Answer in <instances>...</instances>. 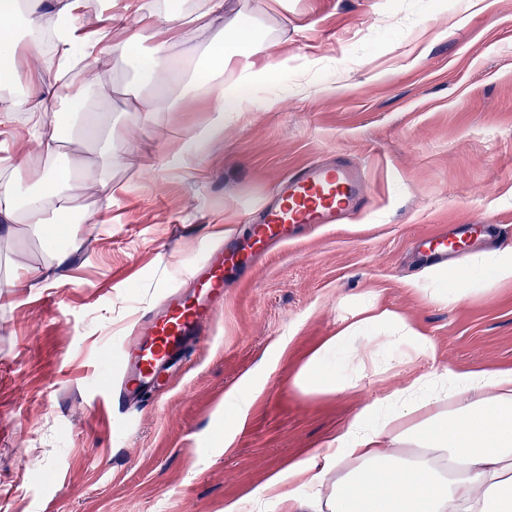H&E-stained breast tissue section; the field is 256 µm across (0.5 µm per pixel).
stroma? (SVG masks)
<instances>
[{"label": "stroma", "instance_id": "35a3bbf8", "mask_svg": "<svg viewBox=\"0 0 512 512\" xmlns=\"http://www.w3.org/2000/svg\"><path fill=\"white\" fill-rule=\"evenodd\" d=\"M255 27L284 31L288 60L253 84L203 172L164 171L185 130L209 125L207 99L173 87L155 130L130 107L149 91L105 59L110 92L95 138L74 143L87 178L110 170L71 227L68 266L43 287L0 288V512H224L271 473L324 448L363 405L417 371L512 366V282L472 277L468 259L512 242L469 238L456 267H418L421 236L462 224L512 229V0H229ZM279 96V109L266 111ZM136 148L145 173L109 168V139ZM355 160L367 205L263 256L224 293L209 336L170 386L128 418L94 413L142 309L158 305L209 239L246 235L249 209L302 165ZM34 227L0 239V279L46 260ZM392 310L433 347L320 394L294 382L309 353L364 308ZM260 391L233 397L247 375Z\"/></svg>", "mask_w": 512, "mask_h": 512}]
</instances>
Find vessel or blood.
<instances>
[{"label": "vessel or blood", "mask_w": 512, "mask_h": 512, "mask_svg": "<svg viewBox=\"0 0 512 512\" xmlns=\"http://www.w3.org/2000/svg\"><path fill=\"white\" fill-rule=\"evenodd\" d=\"M364 202V182L351 160L309 164L288 174L278 183L272 202L253 216L245 237L209 251L195 271L193 288L169 292L159 307L149 311L145 334L126 344L120 379L113 390L101 396L99 408L124 415L133 401L162 385V373L186 359L211 323L225 288L249 271L255 255L271 244L287 241L299 227L342 223ZM456 253L453 241L444 233L417 241L420 262L431 266H448Z\"/></svg>", "instance_id": "obj_1"}]
</instances>
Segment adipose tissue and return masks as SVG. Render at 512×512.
I'll return each mask as SVG.
<instances>
[{
	"label": "adipose tissue",
	"mask_w": 512,
	"mask_h": 512,
	"mask_svg": "<svg viewBox=\"0 0 512 512\" xmlns=\"http://www.w3.org/2000/svg\"><path fill=\"white\" fill-rule=\"evenodd\" d=\"M225 0H205L199 9L162 14L154 0H103L104 11H118L151 42L120 36L100 15H87V0H0V126L16 114L27 115L28 149L0 157V233L12 235L19 224L37 227L49 251L42 264L25 266L27 287L38 288L70 256L62 242L72 223V203L94 185L104 206L112 204V180L86 182L64 148L67 130L81 125L94 137L103 116L88 104L82 87L63 83L50 88L29 83L14 94L19 47L39 54L43 20L62 21L56 33L58 65L94 71L102 56L133 62L152 91L151 102L134 104L143 122L170 109L174 43L216 31L208 50L220 65L186 92L205 97L213 114L208 129L185 134L171 166L194 174L204 166L210 144L224 131L227 116L241 114L254 78L282 63L284 46L247 24L224 22ZM27 32L18 35L17 20ZM384 331L387 343L406 346L390 366L429 351L430 341L395 313L371 312L339 330L301 367L296 381L309 394L338 389L331 363L361 337L363 328ZM283 512H512V368H443L414 375L407 386L373 401L350 417L321 451L289 464L287 473L269 476L260 491L241 498L226 512H255L264 497Z\"/></svg>",
	"instance_id": "adipose-tissue-1"
}]
</instances>
